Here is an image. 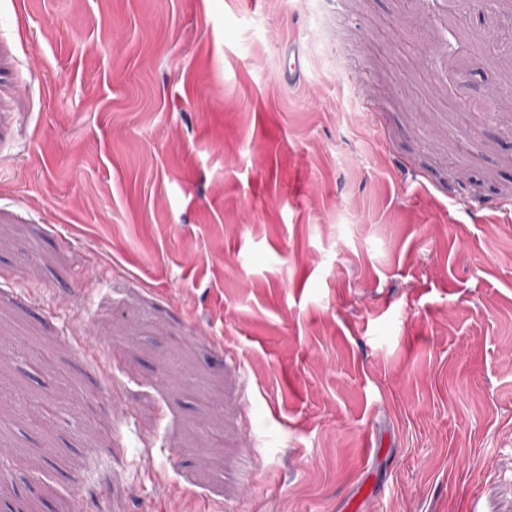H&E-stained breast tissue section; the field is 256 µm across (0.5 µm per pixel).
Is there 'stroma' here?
Returning a JSON list of instances; mask_svg holds the SVG:
<instances>
[{"mask_svg":"<svg viewBox=\"0 0 512 512\" xmlns=\"http://www.w3.org/2000/svg\"><path fill=\"white\" fill-rule=\"evenodd\" d=\"M325 2L0 0L33 512H512V0Z\"/></svg>","mask_w":512,"mask_h":512,"instance_id":"1","label":"stroma"}]
</instances>
